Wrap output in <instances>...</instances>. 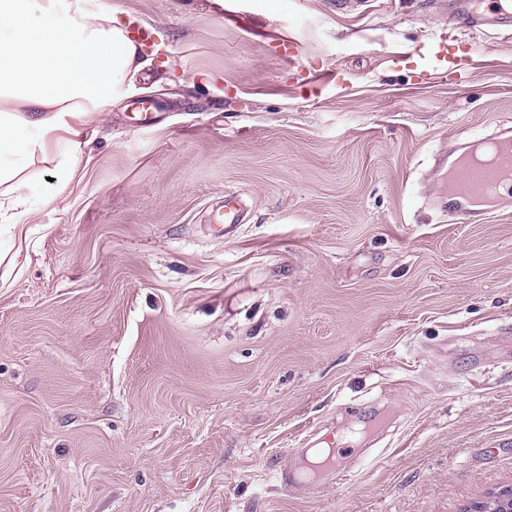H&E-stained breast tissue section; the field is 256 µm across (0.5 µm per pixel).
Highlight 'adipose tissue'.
Instances as JSON below:
<instances>
[{
	"label": "adipose tissue",
	"mask_w": 512,
	"mask_h": 512,
	"mask_svg": "<svg viewBox=\"0 0 512 512\" xmlns=\"http://www.w3.org/2000/svg\"><path fill=\"white\" fill-rule=\"evenodd\" d=\"M103 0H0V224L23 230L41 207L29 168L52 163L58 190L112 103L132 93L141 47Z\"/></svg>",
	"instance_id": "obj_1"
}]
</instances>
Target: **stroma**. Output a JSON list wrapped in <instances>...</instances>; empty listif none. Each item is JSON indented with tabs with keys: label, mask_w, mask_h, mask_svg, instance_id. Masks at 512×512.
I'll use <instances>...</instances> for the list:
<instances>
[{
	"label": "stroma",
	"mask_w": 512,
	"mask_h": 512,
	"mask_svg": "<svg viewBox=\"0 0 512 512\" xmlns=\"http://www.w3.org/2000/svg\"><path fill=\"white\" fill-rule=\"evenodd\" d=\"M105 2L161 45L60 200L0 226V512H466L512 487V210L423 198L435 152L512 119V37L449 40L437 0ZM319 442L344 463L302 481Z\"/></svg>",
	"instance_id": "stroma-1"
}]
</instances>
